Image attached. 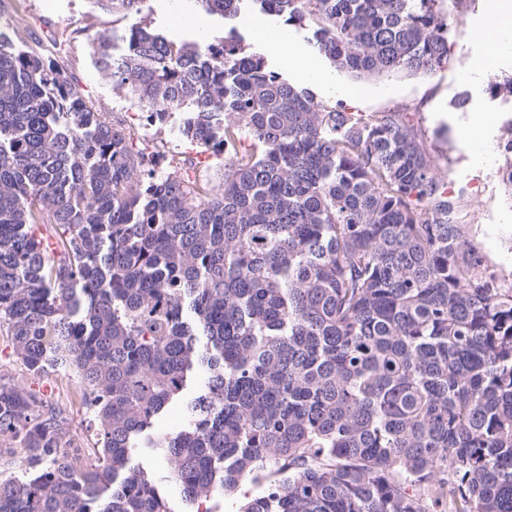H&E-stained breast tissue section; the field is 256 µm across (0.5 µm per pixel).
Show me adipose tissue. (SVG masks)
<instances>
[{
	"label": "adipose tissue",
	"instance_id": "adipose-tissue-1",
	"mask_svg": "<svg viewBox=\"0 0 512 512\" xmlns=\"http://www.w3.org/2000/svg\"><path fill=\"white\" fill-rule=\"evenodd\" d=\"M484 14V21L474 32L485 47L473 61L478 72L491 70L499 58L512 53V0H486Z\"/></svg>",
	"mask_w": 512,
	"mask_h": 512
}]
</instances>
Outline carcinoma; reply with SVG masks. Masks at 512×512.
I'll use <instances>...</instances> for the list:
<instances>
[{"instance_id":"1","label":"carcinoma","mask_w":512,"mask_h":512,"mask_svg":"<svg viewBox=\"0 0 512 512\" xmlns=\"http://www.w3.org/2000/svg\"><path fill=\"white\" fill-rule=\"evenodd\" d=\"M234 19L247 0H196ZM363 77L448 64L470 0H254ZM143 0H94L137 16ZM98 69L224 157L217 183L0 31V331L78 377L95 441L0 379V512H512V283L486 273L402 110L315 100L231 37L102 33ZM173 402L186 425L154 434ZM23 458H17V450ZM132 456L135 463H138L147 470L155 473L156 477L159 479L160 489L166 496L172 512H196L197 505H188L183 500L182 494L175 483L170 478H166L167 476H170L169 468L161 457H157L143 448H138Z\"/></svg>"}]
</instances>
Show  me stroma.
<instances>
[{"label": "stroma", "instance_id": "35a3bbf8", "mask_svg": "<svg viewBox=\"0 0 512 512\" xmlns=\"http://www.w3.org/2000/svg\"><path fill=\"white\" fill-rule=\"evenodd\" d=\"M483 4L484 0H472L460 19L461 35L450 46L446 67L431 74L389 79L359 78L335 70L317 57L310 27L285 24L248 6L234 23L227 24L204 14L194 0H145L143 17L152 28L179 42L205 43L235 31L244 45L264 57L271 70L308 89L316 99L337 102L343 90L359 87L363 94L350 102L351 111L408 110L424 135L436 173L451 191L461 195L459 217L478 246L485 268L501 280L512 282V192L503 181L505 158L500 150L503 142L512 138V103L489 93L492 84L512 77V53L503 56L487 73L473 71L472 62L481 47L469 39L468 32L481 19ZM262 21L285 33L302 53L314 56L324 79L303 77L275 56L255 28ZM129 24L122 15L98 11L90 0H0V30L18 48L55 56L100 109L133 122L145 137L162 139L167 149L187 153L188 146L178 131L179 118H171L159 131L144 125L143 105L114 88L94 63L93 46L99 32L122 30ZM464 91L469 94L467 108L453 109L454 99ZM476 112L489 117L484 131L487 156L482 161L473 156L461 137ZM42 378L67 407L69 429L77 439L75 462L84 464L92 446L91 417L81 402L79 380L74 372L54 366L47 367Z\"/></svg>", "mask_w": 512, "mask_h": 512}]
</instances>
